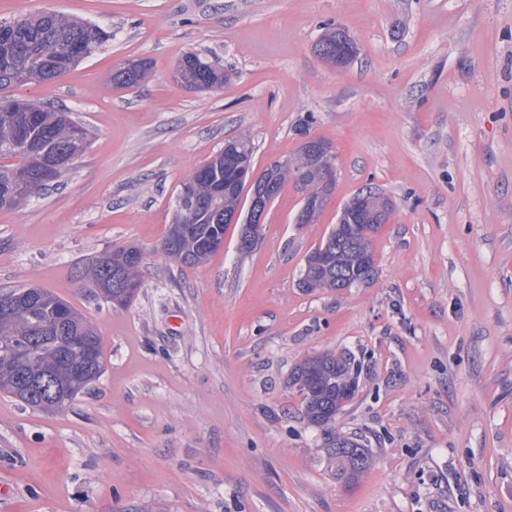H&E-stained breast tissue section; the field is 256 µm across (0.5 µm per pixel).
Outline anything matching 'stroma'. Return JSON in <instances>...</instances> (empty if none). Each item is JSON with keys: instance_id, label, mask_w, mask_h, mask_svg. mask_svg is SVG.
Returning <instances> with one entry per match:
<instances>
[{"instance_id": "1", "label": "stroma", "mask_w": 512, "mask_h": 512, "mask_svg": "<svg viewBox=\"0 0 512 512\" xmlns=\"http://www.w3.org/2000/svg\"><path fill=\"white\" fill-rule=\"evenodd\" d=\"M57 13L112 37L49 84L0 91L63 106L94 132L53 186L0 210V289L41 287L96 327L104 370L62 413L0 394V512H512V0H0V21ZM350 36L322 60L325 27ZM230 73L174 82L186 52ZM148 78L114 88L119 64ZM248 135L254 173L305 137L334 156L314 224L285 182L253 250L238 225L205 263L161 250L181 183ZM392 201L377 274L299 286L308 253L363 188ZM138 247L116 307L83 272ZM354 356L336 419L372 463H327L288 378ZM318 55L329 62L328 59L339 60L340 65L347 64L356 54L354 41L341 29L331 28L326 31L316 43Z\"/></svg>"}]
</instances>
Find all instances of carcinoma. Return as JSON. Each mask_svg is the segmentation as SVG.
<instances>
[{
  "instance_id": "1",
  "label": "carcinoma",
  "mask_w": 512,
  "mask_h": 512,
  "mask_svg": "<svg viewBox=\"0 0 512 512\" xmlns=\"http://www.w3.org/2000/svg\"><path fill=\"white\" fill-rule=\"evenodd\" d=\"M111 33L98 25L80 22L61 14L42 13L13 22H0V90L28 84H48L77 65L82 57L95 52ZM318 55L337 59L344 65L356 54L354 41L341 30L331 28L316 43ZM133 72L112 71V84L130 89L146 79L150 62ZM176 72L181 85L208 92L224 86L226 76L203 55L184 54ZM17 100L0 101V209H17L50 185L43 175L42 154L70 151L76 159L88 146L91 131L72 119L64 108L46 102L26 100L21 112L14 111ZM83 131L84 142L72 141L73 132ZM332 159L321 165L305 147L282 165L268 166L275 173V189L290 180L304 182L311 191L313 208L309 223L322 212L333 186L322 183ZM224 171V151L196 169L198 185L189 198L176 194L174 217L162 250L173 261L195 265L204 262L217 248L211 245L224 235L226 224H215L210 216L214 203L232 212L240 203L244 187L221 198L214 197L217 173ZM19 180L30 183L27 192L16 191ZM390 199L379 191L356 194L342 211L344 220L336 224L306 258L299 287L343 291L370 283L376 273L372 238L389 218ZM134 246L103 252L88 266L85 276L98 295L113 305L125 306L136 296L142 283V257ZM15 298L8 319L0 318V341L9 338L26 344L35 341L38 352L10 362L0 359V393L48 412L69 409L79 395L98 379L94 368L103 363L100 337L92 323L70 303L44 288H11L3 291ZM82 337L93 343L95 362L83 368L68 362L66 354ZM40 374L53 380V387L40 393L23 387L22 378ZM359 374L352 358L322 352L297 364L290 375V386L303 395L307 420L323 430L324 447L341 474L352 478L371 464V455L358 439L336 430V418L358 389Z\"/></svg>"
}]
</instances>
